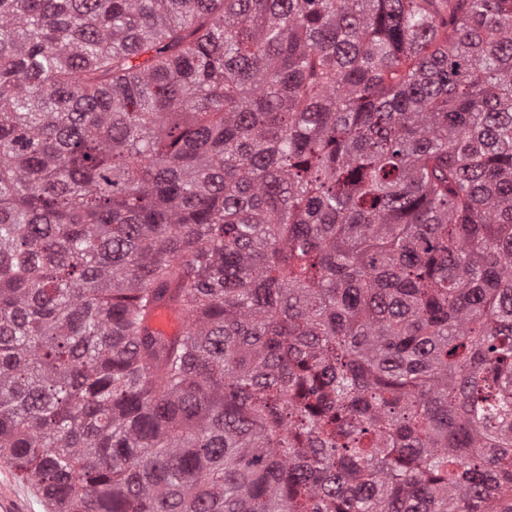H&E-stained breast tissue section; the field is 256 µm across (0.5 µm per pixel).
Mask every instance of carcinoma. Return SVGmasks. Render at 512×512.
Here are the masks:
<instances>
[{
    "mask_svg": "<svg viewBox=\"0 0 512 512\" xmlns=\"http://www.w3.org/2000/svg\"><path fill=\"white\" fill-rule=\"evenodd\" d=\"M0 459L512 512V0H0ZM188 320L186 315H176L166 308H157L151 317V326L154 330L173 336L186 330Z\"/></svg>",
    "mask_w": 512,
    "mask_h": 512,
    "instance_id": "1",
    "label": "carcinoma"
}]
</instances>
